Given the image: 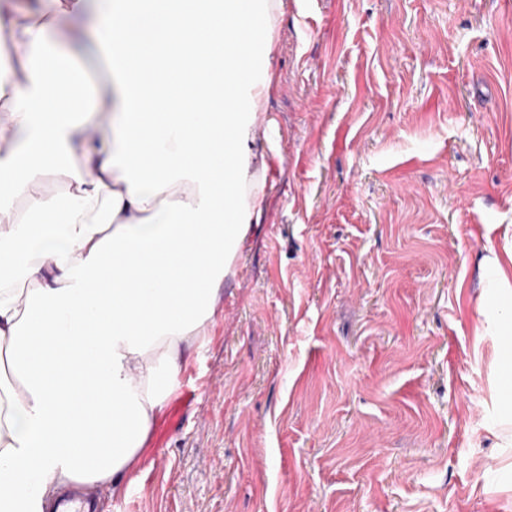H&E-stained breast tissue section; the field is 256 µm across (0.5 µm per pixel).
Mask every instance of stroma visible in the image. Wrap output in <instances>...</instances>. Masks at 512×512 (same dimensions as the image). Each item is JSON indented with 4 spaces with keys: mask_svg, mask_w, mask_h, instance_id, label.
Masks as SVG:
<instances>
[{
    "mask_svg": "<svg viewBox=\"0 0 512 512\" xmlns=\"http://www.w3.org/2000/svg\"><path fill=\"white\" fill-rule=\"evenodd\" d=\"M274 39L198 395L102 512H512V0H285Z\"/></svg>",
    "mask_w": 512,
    "mask_h": 512,
    "instance_id": "obj_1",
    "label": "stroma"
}]
</instances>
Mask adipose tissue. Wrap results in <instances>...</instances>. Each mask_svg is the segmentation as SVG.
I'll return each mask as SVG.
<instances>
[{
    "mask_svg": "<svg viewBox=\"0 0 512 512\" xmlns=\"http://www.w3.org/2000/svg\"><path fill=\"white\" fill-rule=\"evenodd\" d=\"M283 0H108L111 108L51 29L0 13V512L119 494L224 312L266 200L254 150ZM67 191L47 197L45 185ZM24 200L16 214L13 203Z\"/></svg>",
    "mask_w": 512,
    "mask_h": 512,
    "instance_id": "adipose-tissue-1",
    "label": "adipose tissue"
}]
</instances>
